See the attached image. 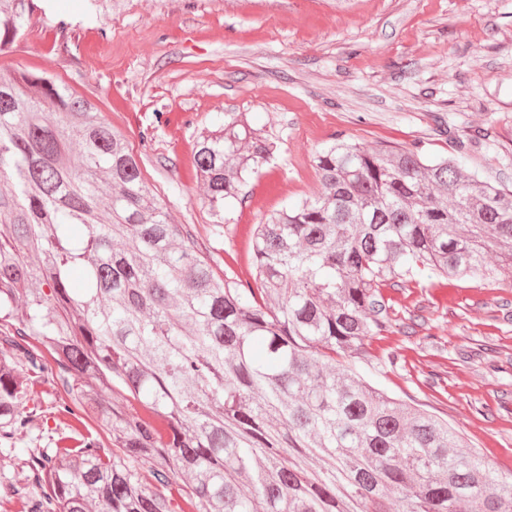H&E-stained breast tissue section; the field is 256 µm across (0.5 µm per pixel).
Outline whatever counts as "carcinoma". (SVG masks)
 <instances>
[{"mask_svg":"<svg viewBox=\"0 0 512 512\" xmlns=\"http://www.w3.org/2000/svg\"><path fill=\"white\" fill-rule=\"evenodd\" d=\"M29 0L0 3V52ZM480 144L427 158L336 138L319 190L249 230L254 285L213 269L94 104L47 73L0 74V454L40 417L50 378L68 418L27 448L21 512H512V470L357 368L392 331L382 288L426 269L512 266V190L469 170ZM279 143L239 114L201 133L215 216ZM90 418L109 441L92 437Z\"/></svg>","mask_w":512,"mask_h":512,"instance_id":"obj_1","label":"carcinoma"}]
</instances>
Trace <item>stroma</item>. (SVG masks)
<instances>
[{
	"instance_id": "stroma-1",
	"label": "stroma",
	"mask_w": 512,
	"mask_h": 512,
	"mask_svg": "<svg viewBox=\"0 0 512 512\" xmlns=\"http://www.w3.org/2000/svg\"><path fill=\"white\" fill-rule=\"evenodd\" d=\"M0 72H45L90 100L141 156L152 193L200 248L250 280L246 230L313 195L332 136L444 156L512 188V0H32ZM280 149L215 217L195 176L198 137L238 113ZM223 239L211 236L215 221ZM392 333L372 340L373 380L448 420L512 470V266L497 281L386 288ZM399 355L397 365L386 360ZM65 393L34 383L36 428L0 456V496L27 448H45Z\"/></svg>"
}]
</instances>
